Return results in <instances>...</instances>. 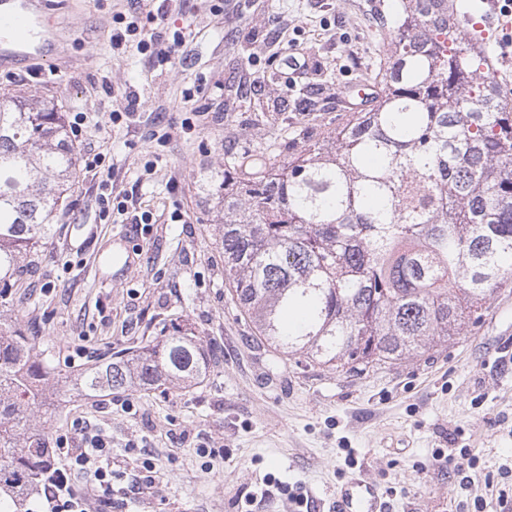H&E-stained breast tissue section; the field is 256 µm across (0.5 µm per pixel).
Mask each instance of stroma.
<instances>
[{"instance_id":"stroma-1","label":"stroma","mask_w":512,"mask_h":512,"mask_svg":"<svg viewBox=\"0 0 512 512\" xmlns=\"http://www.w3.org/2000/svg\"><path fill=\"white\" fill-rule=\"evenodd\" d=\"M399 0H71L48 15L66 40L60 72L0 69V89L58 100L87 115L77 159L102 153L100 178L79 167L53 236L30 266L27 300L5 311L39 357L67 376L144 344L162 327L191 329L210 372L183 392L129 389L86 398L60 387L51 437L84 420L112 446L110 508L90 512H335L337 492L365 475L387 512H476L512 504V286L483 320L400 362L337 372L258 347L229 293L201 172L225 152L331 137L352 117L345 87L372 84ZM142 15L156 51L174 31L178 56L113 48ZM297 57L300 69L287 65ZM193 91L185 99L184 91ZM137 111L122 112L127 96ZM288 102L264 112V102ZM120 116L108 120L112 110ZM127 247L128 269L104 255ZM468 449L475 466H438Z\"/></svg>"}]
</instances>
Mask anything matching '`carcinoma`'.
Returning <instances> with one entry per match:
<instances>
[{"instance_id": "1", "label": "carcinoma", "mask_w": 512, "mask_h": 512, "mask_svg": "<svg viewBox=\"0 0 512 512\" xmlns=\"http://www.w3.org/2000/svg\"><path fill=\"white\" fill-rule=\"evenodd\" d=\"M380 94L328 141L271 166L231 153L201 176L231 294L269 347L332 369L391 364L482 321L512 280V107L494 56L448 0H401ZM77 178L52 98L0 92V307ZM210 371L174 326L69 379L79 395L189 390ZM59 381L0 317V506L32 512L54 446L35 414Z\"/></svg>"}]
</instances>
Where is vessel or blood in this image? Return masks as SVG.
<instances>
[{
	"mask_svg": "<svg viewBox=\"0 0 512 512\" xmlns=\"http://www.w3.org/2000/svg\"><path fill=\"white\" fill-rule=\"evenodd\" d=\"M487 8L476 30L502 48L512 47V0H485ZM45 0H0V67L14 69L31 60L57 67L61 36L49 35L41 25ZM386 506L373 485L356 480L342 490L336 512H385Z\"/></svg>",
	"mask_w": 512,
	"mask_h": 512,
	"instance_id": "obj_1",
	"label": "vessel or blood"
}]
</instances>
